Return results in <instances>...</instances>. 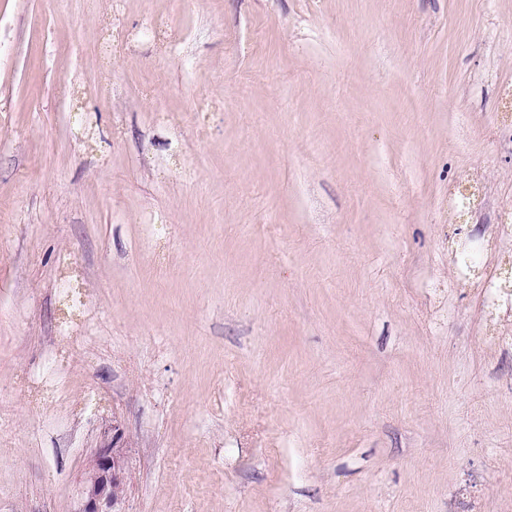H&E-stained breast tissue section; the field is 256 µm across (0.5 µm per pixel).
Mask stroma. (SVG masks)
Listing matches in <instances>:
<instances>
[{
    "label": "stroma",
    "mask_w": 512,
    "mask_h": 512,
    "mask_svg": "<svg viewBox=\"0 0 512 512\" xmlns=\"http://www.w3.org/2000/svg\"><path fill=\"white\" fill-rule=\"evenodd\" d=\"M512 0H0V512H512ZM125 438L124 429L113 418L112 436L99 447L73 512H124L122 504L130 479L123 452V448H127Z\"/></svg>",
    "instance_id": "obj_1"
}]
</instances>
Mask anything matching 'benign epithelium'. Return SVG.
Wrapping results in <instances>:
<instances>
[{"label":"benign epithelium","instance_id":"obj_1","mask_svg":"<svg viewBox=\"0 0 512 512\" xmlns=\"http://www.w3.org/2000/svg\"><path fill=\"white\" fill-rule=\"evenodd\" d=\"M125 432L117 419H112V436L106 440L81 486L74 512H123L130 479L123 448Z\"/></svg>","mask_w":512,"mask_h":512}]
</instances>
